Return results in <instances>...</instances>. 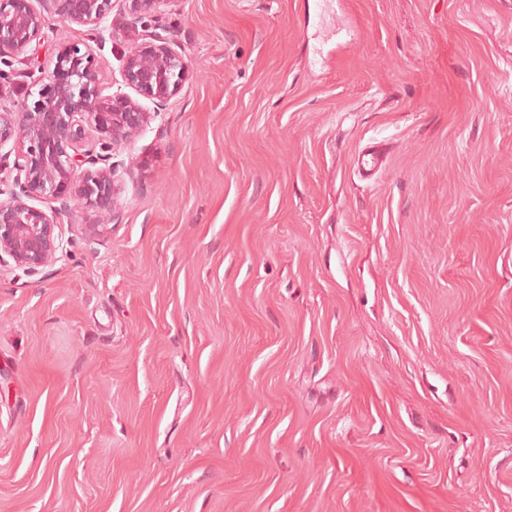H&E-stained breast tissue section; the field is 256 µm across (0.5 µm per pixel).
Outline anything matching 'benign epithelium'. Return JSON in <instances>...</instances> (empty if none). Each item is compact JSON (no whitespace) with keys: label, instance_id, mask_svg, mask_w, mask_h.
Returning a JSON list of instances; mask_svg holds the SVG:
<instances>
[{"label":"benign epithelium","instance_id":"1","mask_svg":"<svg viewBox=\"0 0 512 512\" xmlns=\"http://www.w3.org/2000/svg\"><path fill=\"white\" fill-rule=\"evenodd\" d=\"M135 11L152 16L172 0H133ZM113 0H0V55L24 54L44 35L45 15L86 27L102 39ZM123 79L138 95L164 105L188 75L182 49L159 33L132 34ZM27 101H0V169L15 175L0 188V265L30 272L58 260L60 216L77 205L103 215L113 212L120 193L112 152L135 139L153 119L138 100L106 86L87 42L60 44L53 68L33 81ZM94 136L103 155L84 166L79 148ZM101 166H96V163ZM49 200L44 210L34 202Z\"/></svg>","mask_w":512,"mask_h":512}]
</instances>
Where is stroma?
I'll return each mask as SVG.
<instances>
[{"instance_id": "1", "label": "stroma", "mask_w": 512, "mask_h": 512, "mask_svg": "<svg viewBox=\"0 0 512 512\" xmlns=\"http://www.w3.org/2000/svg\"><path fill=\"white\" fill-rule=\"evenodd\" d=\"M135 20L95 51L115 91ZM155 23L189 73L116 219L0 267V512H512V0ZM86 37L47 16L0 96ZM384 155V149L378 145H372L361 150L355 161L359 174L369 180L375 179L383 170Z\"/></svg>"}]
</instances>
